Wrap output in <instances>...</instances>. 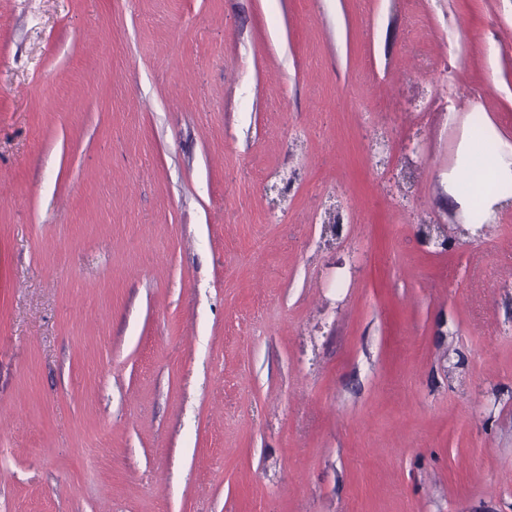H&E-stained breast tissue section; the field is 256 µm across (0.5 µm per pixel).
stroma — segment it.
I'll return each mask as SVG.
<instances>
[{"instance_id":"obj_1","label":"stroma","mask_w":512,"mask_h":512,"mask_svg":"<svg viewBox=\"0 0 512 512\" xmlns=\"http://www.w3.org/2000/svg\"><path fill=\"white\" fill-rule=\"evenodd\" d=\"M476 113L512 0H0V512H512Z\"/></svg>"}]
</instances>
